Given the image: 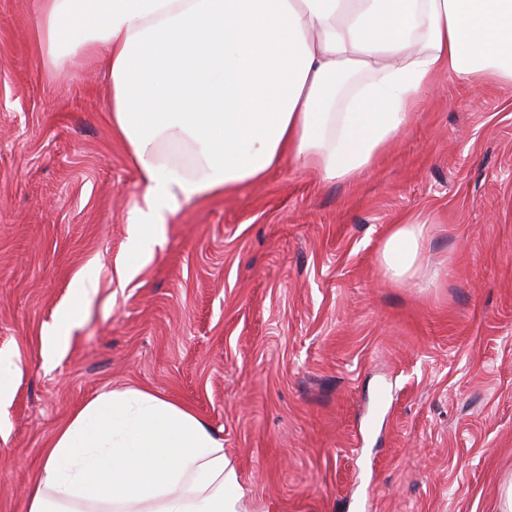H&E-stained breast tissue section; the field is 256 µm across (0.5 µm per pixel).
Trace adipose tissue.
<instances>
[{"instance_id": "obj_1", "label": "adipose tissue", "mask_w": 512, "mask_h": 512, "mask_svg": "<svg viewBox=\"0 0 512 512\" xmlns=\"http://www.w3.org/2000/svg\"><path fill=\"white\" fill-rule=\"evenodd\" d=\"M54 66L109 73L112 132L135 163L127 263L153 256L180 199L262 181L283 159L350 178L407 126L439 73L512 84V0H38ZM429 234L395 225L380 260L401 283ZM97 288L76 282L43 338L54 354ZM224 440L147 389L101 392L53 436L28 512H237Z\"/></svg>"}]
</instances>
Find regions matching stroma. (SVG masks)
Masks as SVG:
<instances>
[{
    "instance_id": "stroma-1",
    "label": "stroma",
    "mask_w": 512,
    "mask_h": 512,
    "mask_svg": "<svg viewBox=\"0 0 512 512\" xmlns=\"http://www.w3.org/2000/svg\"><path fill=\"white\" fill-rule=\"evenodd\" d=\"M37 0H0V512H26L46 443L112 388L190 405L224 439L240 512H497L512 475V85L440 75L349 179L293 160L181 203L126 259L139 173L106 75L47 63ZM430 222L435 282L379 256ZM97 290L46 356L71 294ZM393 391L380 406L382 388Z\"/></svg>"
}]
</instances>
